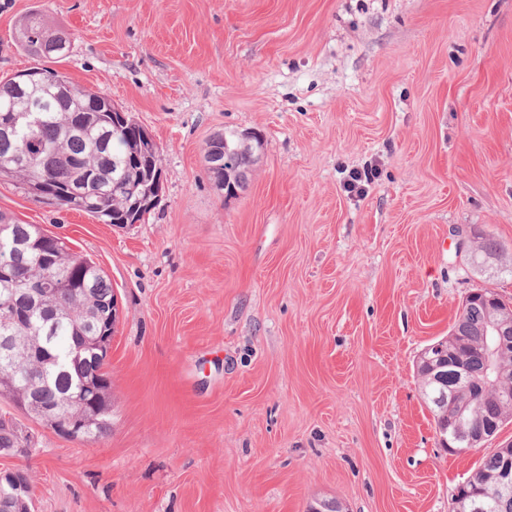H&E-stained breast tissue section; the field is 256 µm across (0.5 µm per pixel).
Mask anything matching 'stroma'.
<instances>
[{
    "instance_id": "stroma-1",
    "label": "stroma",
    "mask_w": 512,
    "mask_h": 512,
    "mask_svg": "<svg viewBox=\"0 0 512 512\" xmlns=\"http://www.w3.org/2000/svg\"><path fill=\"white\" fill-rule=\"evenodd\" d=\"M40 11L59 59L16 45ZM48 67L149 128L163 190L127 228L0 183V211L63 237L121 314L112 434L23 413L35 512H452L512 441L440 447L417 361L466 295L477 238L512 255V0H0V81ZM261 135L246 187L204 166ZM375 168L364 195L351 171ZM238 137L233 131H224V134H218L209 141L204 153L205 170L222 189L226 192L229 190V196H235V189H243L246 186L248 174L255 162L254 152L239 146L238 143L245 147L253 146L254 142L260 139L257 134Z\"/></svg>"
}]
</instances>
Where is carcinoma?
Here are the masks:
<instances>
[{"instance_id": "obj_1", "label": "carcinoma", "mask_w": 512, "mask_h": 512, "mask_svg": "<svg viewBox=\"0 0 512 512\" xmlns=\"http://www.w3.org/2000/svg\"><path fill=\"white\" fill-rule=\"evenodd\" d=\"M16 39L32 58L63 57L71 42L58 29L46 25L33 13L19 26ZM43 81L51 92L40 100L41 120L33 132L0 126V180L15 183L38 199L83 211L105 224L121 219L131 191L145 183L146 174L128 166L133 149L127 132H112V102L108 97L73 84L52 69H44ZM29 93L14 79L0 83V112ZM255 162L254 152L238 145L237 134L226 131L213 137L204 153L205 170L220 187L235 195L246 186ZM5 256L13 277H0V302L27 308L19 289L48 282L49 293L24 325L0 322V336L24 337L13 356L0 355V397L26 399L41 408H54L62 416L90 418L82 441H97L112 432V406L108 401L111 379L106 362L87 337L96 333V317L112 309L115 290L93 261L71 251L60 238H47L35 224H23L0 212V256ZM499 255V245L485 238L472 247L471 264L481 269ZM492 309L481 302L463 304L452 327V350L448 353V390L458 404L468 408L473 430L489 418L503 423L512 419V400L491 386L483 394L474 392L461 379L460 368L479 381L485 378L483 350L490 341L487 320ZM507 345L495 364L491 380L512 386V335L500 336ZM102 381L103 400L97 409L77 403L83 385ZM19 424L0 416V452L10 455L23 439ZM504 452L486 456L470 475L469 493L486 503V512H512V494L499 492ZM10 483L0 485V512H22L16 485L33 487L31 473L11 472Z\"/></svg>"}]
</instances>
